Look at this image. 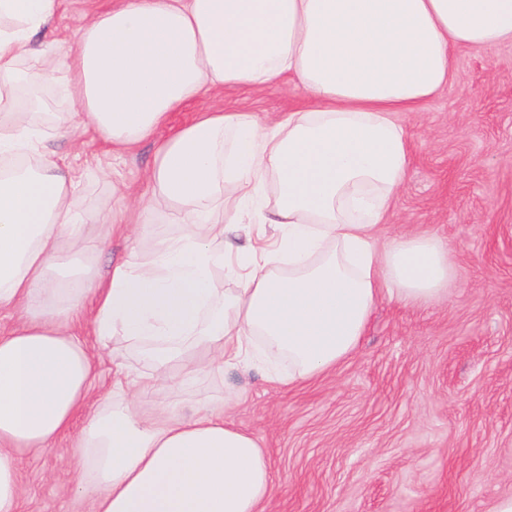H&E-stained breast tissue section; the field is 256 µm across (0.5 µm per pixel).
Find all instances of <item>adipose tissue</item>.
Returning a JSON list of instances; mask_svg holds the SVG:
<instances>
[{
    "label": "adipose tissue",
    "instance_id": "adipose-tissue-1",
    "mask_svg": "<svg viewBox=\"0 0 512 512\" xmlns=\"http://www.w3.org/2000/svg\"><path fill=\"white\" fill-rule=\"evenodd\" d=\"M59 6L0 0V156L33 160L0 172V315L17 320L0 330V512H20L19 452L50 447L90 404L69 465L91 512H263L274 485L258 439L225 421L223 403L185 413L153 397L266 356L288 363L269 383L311 380L357 350L379 301L445 298L447 240L376 244L411 163L397 116L454 83L459 47L512 42V0H112L62 57L34 42ZM34 55L41 64L21 70ZM61 70L85 115L69 137L91 129L127 153L167 131L149 192L131 199L137 222L111 227L143 232L169 210L185 229L105 277L107 233L87 234L78 180L19 112V84ZM289 74L304 111L205 108L168 126L187 102ZM225 270L239 287L217 288ZM82 320L147 371L102 383Z\"/></svg>",
    "mask_w": 512,
    "mask_h": 512
}]
</instances>
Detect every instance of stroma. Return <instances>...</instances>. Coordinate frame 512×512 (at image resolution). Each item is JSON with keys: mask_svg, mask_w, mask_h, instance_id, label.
I'll return each instance as SVG.
<instances>
[{"mask_svg": "<svg viewBox=\"0 0 512 512\" xmlns=\"http://www.w3.org/2000/svg\"><path fill=\"white\" fill-rule=\"evenodd\" d=\"M108 0H62L41 44L67 48L88 14ZM34 119L56 160L82 177L93 222L144 192L154 142L112 154L95 134H55L77 104L61 82L40 91ZM292 77L261 93L228 88L170 117L190 123L207 106L258 114L306 109ZM411 166L381 225L380 242L426 233L455 249L448 298L420 307L381 301L355 354L319 379L267 383L265 364L201 375L159 393L191 407L226 398L224 417L254 434L273 464L266 512H491L512 496V44L459 49L456 80L423 111L401 115ZM71 435L22 450L23 512H86L67 466Z\"/></svg>", "mask_w": 512, "mask_h": 512, "instance_id": "obj_1", "label": "stroma"}]
</instances>
